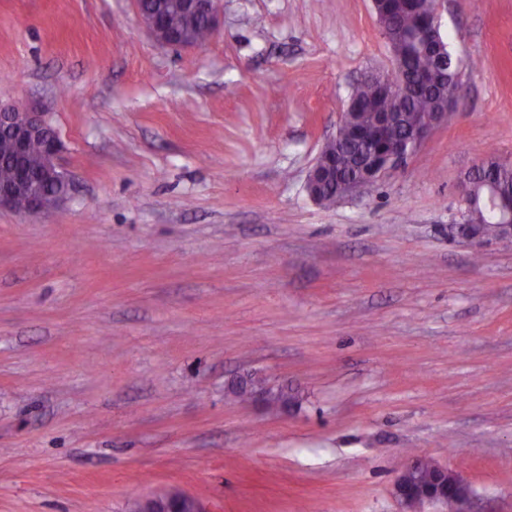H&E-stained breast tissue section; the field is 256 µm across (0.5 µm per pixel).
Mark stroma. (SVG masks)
I'll use <instances>...</instances> for the list:
<instances>
[{
	"mask_svg": "<svg viewBox=\"0 0 512 512\" xmlns=\"http://www.w3.org/2000/svg\"><path fill=\"white\" fill-rule=\"evenodd\" d=\"M219 22L174 49L133 0H0V104L47 115L72 184L0 209V512H404L416 458L512 512V243L452 231L463 175L512 160V0H448L456 112L330 208L307 173L392 66L371 0ZM134 512H206V510L191 495L171 492L138 499Z\"/></svg>",
	"mask_w": 512,
	"mask_h": 512,
	"instance_id": "1",
	"label": "stroma"
}]
</instances>
